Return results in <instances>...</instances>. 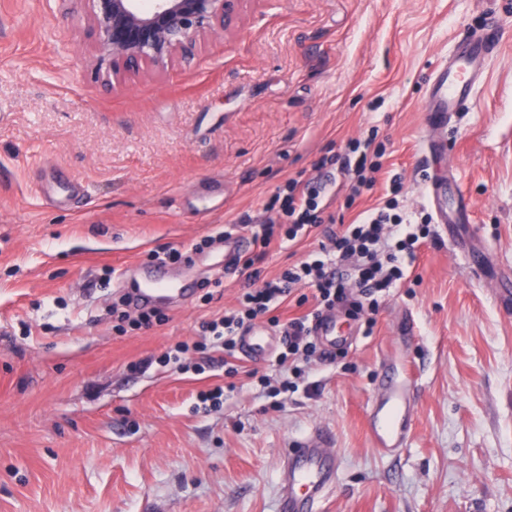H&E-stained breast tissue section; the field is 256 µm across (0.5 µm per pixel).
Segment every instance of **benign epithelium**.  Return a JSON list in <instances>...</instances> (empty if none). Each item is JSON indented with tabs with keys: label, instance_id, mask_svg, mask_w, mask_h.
<instances>
[{
	"label": "benign epithelium",
	"instance_id": "obj_1",
	"mask_svg": "<svg viewBox=\"0 0 512 512\" xmlns=\"http://www.w3.org/2000/svg\"><path fill=\"white\" fill-rule=\"evenodd\" d=\"M84 4L93 63L112 89L193 58L205 40L237 27L257 0H58Z\"/></svg>",
	"mask_w": 512,
	"mask_h": 512
}]
</instances>
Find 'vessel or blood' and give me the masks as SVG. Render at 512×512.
Listing matches in <instances>:
<instances>
[{
	"label": "vessel or blood",
	"mask_w": 512,
	"mask_h": 512,
	"mask_svg": "<svg viewBox=\"0 0 512 512\" xmlns=\"http://www.w3.org/2000/svg\"><path fill=\"white\" fill-rule=\"evenodd\" d=\"M503 43L500 28L472 32L461 36L448 54L447 62L432 76L426 110L430 129L447 128L454 113L464 111L474 101L477 88L482 84L488 64ZM427 196L438 223H458L467 209L465 201H458L455 209L444 203L445 193L436 184H428ZM248 249L244 235L233 233L224 238V265L233 267ZM165 277L148 279L146 288L140 289L136 302L149 306L168 294ZM314 334L328 350L348 347L353 343L351 334L341 327L336 312L323 313L314 324ZM277 344L276 335L265 326H251L241 337L239 348L251 359L270 358ZM414 384L412 372H405L395 381L383 386V393L372 406L367 428L374 448L386 450L404 447L410 430V396ZM338 459L329 439L320 429H313L298 448L284 461L280 471L279 512H318L325 496L336 483Z\"/></svg>",
	"instance_id": "obj_1"
}]
</instances>
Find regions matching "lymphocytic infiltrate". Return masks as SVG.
<instances>
[{"label": "lymphocytic infiltrate", "instance_id": "lymphocytic-infiltrate-1", "mask_svg": "<svg viewBox=\"0 0 512 512\" xmlns=\"http://www.w3.org/2000/svg\"><path fill=\"white\" fill-rule=\"evenodd\" d=\"M384 155V145L356 139L348 142L344 152L321 158L318 166L338 168L346 179V203L351 206L376 187ZM389 189L391 195L381 206L362 211L357 223L339 226L333 216L327 215L319 191L303 180L288 178L269 201L267 209L272 216L259 232L253 233L254 251L242 261L249 274L236 305L225 310L223 317L205 322L204 329L225 354H233L240 335L256 319L292 296L298 304H305L309 298L301 295V288L314 289L313 311L289 319L284 325L283 349L276 364L289 376L275 383L262 379L270 396L294 389L295 378L303 377L313 364L326 360V353L311 334L316 313L338 308L351 319H359L365 313L376 312L378 294L404 280V261L415 258L428 229L423 224L404 223L396 212L398 201L393 196L398 189L397 180H390ZM330 223L335 229L316 257L288 266L272 278L258 269V262L273 248L286 242L297 243Z\"/></svg>", "mask_w": 512, "mask_h": 512}]
</instances>
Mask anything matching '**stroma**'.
<instances>
[{
    "instance_id": "1",
    "label": "stroma",
    "mask_w": 512,
    "mask_h": 512,
    "mask_svg": "<svg viewBox=\"0 0 512 512\" xmlns=\"http://www.w3.org/2000/svg\"><path fill=\"white\" fill-rule=\"evenodd\" d=\"M495 26L511 36L475 103L426 154L436 67ZM90 46L81 5L0 0V512H278L282 460L315 427L339 461L322 512H512V0H261L193 63L120 91ZM372 132L405 221L432 215L439 177L471 204L453 234L431 224L372 335L357 321L354 346L275 398L272 360L216 348L130 372L234 304L226 230L252 235L288 177ZM171 248L165 275L193 295L117 331L113 306ZM391 358L417 406L383 454L364 414Z\"/></svg>"
}]
</instances>
